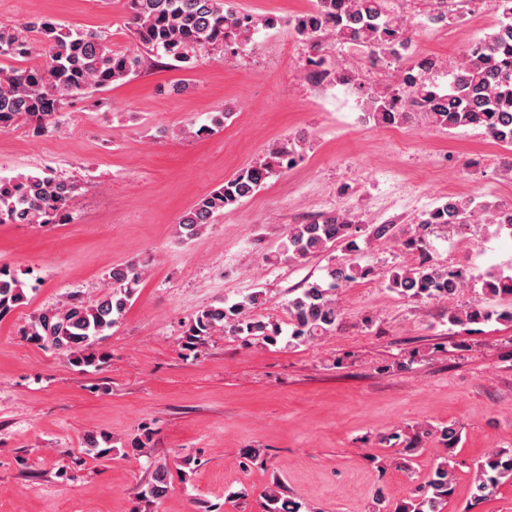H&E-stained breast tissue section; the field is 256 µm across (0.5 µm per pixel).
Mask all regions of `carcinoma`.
Instances as JSON below:
<instances>
[{
    "mask_svg": "<svg viewBox=\"0 0 512 512\" xmlns=\"http://www.w3.org/2000/svg\"><path fill=\"white\" fill-rule=\"evenodd\" d=\"M388 0H316L315 7L289 21L301 37L318 42L322 37L364 47L376 58L403 59L410 38L402 20L387 7ZM135 48L112 49L107 35L74 31L49 18H37L16 27L0 24V58L19 66L6 73L0 69V130L23 118L36 134L49 131L71 101L91 89H105L140 72L143 53H161L191 68L209 48L250 40L257 20L227 6V0H128ZM500 13L497 29L486 40L470 47L451 67L448 92L427 82L426 74L437 66L431 57L415 59L402 70L398 82L386 89L362 88L367 112L377 126L406 121L410 109L421 108L437 127L458 129L481 127L495 141L512 146V0H490ZM43 48L42 61L26 65L30 37ZM296 150L281 145L257 165L242 168L224 184L199 198L178 222L181 237L203 233L215 217L230 206L251 197L278 169L294 164ZM78 184L48 170L41 174L0 178V224H31L43 227L64 224ZM489 212L492 222L512 235V204L490 208L472 199L452 196L427 214L425 224L450 228L471 222L475 214ZM352 219L336 214L306 224H292L288 243L274 257L304 259L318 255L338 243L356 247ZM358 265L326 267L328 287L311 283L289 301L290 338L295 345L309 344L336 331L340 311L334 291L337 285L367 275ZM143 268L136 262L115 265L108 274V289L93 302L74 294L63 304L35 313L24 336L32 344L50 347L64 355L74 367L85 368L105 362L100 347L106 330L124 315ZM388 287L411 300L454 296L466 284L459 270L449 271L430 260L417 266L393 270ZM482 294L492 299L512 298V275L489 272L482 281ZM24 283L15 271L0 266V319L24 305ZM264 304L263 293L248 296L244 304L209 306L192 318L184 332V346L194 349L205 337L221 331L232 335L259 336L274 342L280 335L276 323L250 314ZM492 319L512 323V311L494 312L480 304L448 308L453 326L480 324ZM436 437L445 448L454 447L459 436L452 425L442 428L421 426L396 452L411 459L423 439ZM87 451L101 457L111 452L110 435L101 432L86 438ZM512 480V453L488 451L473 470L477 498L493 494L498 485ZM455 470L439 463L415 489V495L393 507L382 494L373 501V512H441V505L453 493ZM169 491L168 471L158 466L152 482L141 497L156 502ZM268 512H301L302 504L286 496L274 484L266 491Z\"/></svg>",
    "mask_w": 512,
    "mask_h": 512,
    "instance_id": "cac0c4a2",
    "label": "carcinoma"
}]
</instances>
